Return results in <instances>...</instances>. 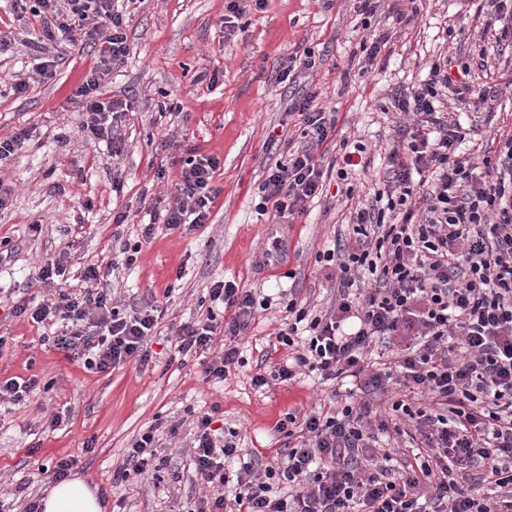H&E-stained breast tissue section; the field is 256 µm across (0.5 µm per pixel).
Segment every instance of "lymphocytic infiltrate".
<instances>
[{
  "mask_svg": "<svg viewBox=\"0 0 512 512\" xmlns=\"http://www.w3.org/2000/svg\"><path fill=\"white\" fill-rule=\"evenodd\" d=\"M29 10L39 25L32 70L44 79L57 65L51 47L90 24L100 48L69 101L85 116L86 138L122 155L120 124L136 102L103 98L100 88L129 54L124 12L115 0H34ZM487 66L482 51L458 67L441 55L424 80L397 93L394 107L405 121L385 157L384 187L355 210L348 236L316 255L336 284L333 305L319 313L295 298L284 302L274 337L292 354L252 378L258 389L294 380L302 367L325 380L361 378L385 396L379 421L369 403L352 400L289 413L275 426L289 448L256 462L242 460L236 440L215 435L213 413L200 412L190 463L206 491L193 512H512V135L496 155L462 152L470 131L445 108L453 96L492 114L495 96L475 81ZM291 110L302 117L303 141L268 167L256 211L292 222L323 187L320 149L335 143L336 112L309 86ZM218 165L213 156L182 159L163 222L143 225L142 241L161 227L192 232L207 224ZM108 276L100 266L84 267L82 292L25 297L10 312L37 324L61 322L53 346L77 355L87 371L147 364L165 309L121 311L103 285ZM208 298L203 317L171 327L169 359L204 356L205 381L221 382L241 365L239 344L273 299L231 280L212 284ZM379 343L391 360L373 370L367 358ZM408 430L420 437L418 451L394 466L379 436ZM156 432L152 425L134 439L113 485L133 476L163 482Z\"/></svg>",
  "mask_w": 512,
  "mask_h": 512,
  "instance_id": "f902f5d3",
  "label": "lymphocytic infiltrate"
}]
</instances>
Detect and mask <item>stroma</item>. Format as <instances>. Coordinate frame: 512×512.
<instances>
[{
	"label": "stroma",
	"mask_w": 512,
	"mask_h": 512,
	"mask_svg": "<svg viewBox=\"0 0 512 512\" xmlns=\"http://www.w3.org/2000/svg\"><path fill=\"white\" fill-rule=\"evenodd\" d=\"M357 0H267L263 10L223 25L225 0H143L126 28V63L104 82L105 96H129L139 109L126 117L125 151L113 156L105 144L81 133L83 115L68 102L74 87L92 67L97 51L73 46L50 80H34L25 96L13 92L16 75L30 60L39 34L34 20L22 18L13 0H0V31L15 44L0 61V138L30 128L9 162L0 167V183L9 187L7 209L0 211V380L38 377L42 387L27 404L0 405V504L37 500L50 484L55 460L77 461L73 475L103 493L110 512H191L200 483L186 479L192 413L217 408L225 431L236 432L243 448L274 454L285 444L275 430L286 413L303 414L329 401L331 383L316 376L254 389L268 337L281 315L266 312L240 346L243 367L227 380H203L197 358L168 365L164 354L149 364H128L111 372L91 373L81 360L55 349L51 323L36 324L11 316L8 298L51 297L56 287L78 290L79 270L115 262L114 301L137 309L156 301L167 312L152 338L157 348L171 325L195 320L215 282L236 281L266 294L292 293L319 307L330 306L336 290L316 261L319 251L347 233L349 208L335 197L336 180L309 203L305 215L288 227L291 253L282 266L259 263L267 217L257 215V189L264 171L281 149L267 138L299 136L298 115L287 112L289 89L281 73L288 57L311 51L316 65L300 75L312 83L325 107L336 109V138L363 148L368 163L353 182L360 198H371L384 180L385 149L396 137L399 116L395 94L426 76L429 60L447 54L466 62L486 51L490 70L476 71L477 82L496 95L497 116L484 127L480 142L512 131V88L501 73L512 72V43L484 31L486 0H474L459 18L457 0H419L411 23L396 22L391 9L372 20L376 33H389L387 50L371 73L359 77L364 63ZM223 83L210 88L213 71ZM215 156L214 182L220 189L210 222L184 233L158 229L143 243L132 268L120 265L117 241L137 240L151 209H163L173 192L177 161L187 146ZM167 163L165 180L154 166ZM121 178V193L112 190ZM130 209L127 224L115 226L112 209ZM65 259L59 284H42L37 273L45 261ZM68 416L59 429L45 425L54 412ZM162 421L161 444L171 463L172 480L156 485L134 479L113 486L134 438Z\"/></svg>",
	"instance_id": "35a3bbf8"
}]
</instances>
